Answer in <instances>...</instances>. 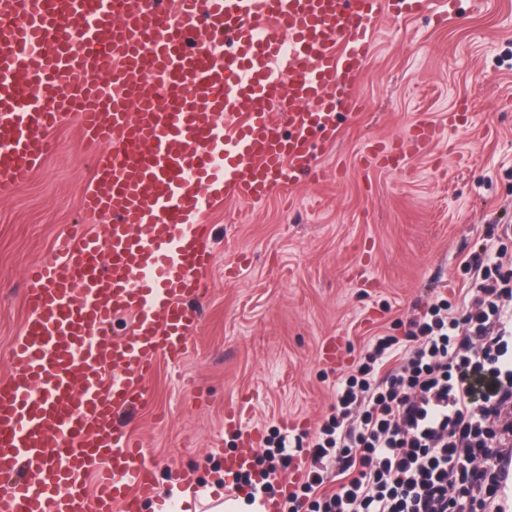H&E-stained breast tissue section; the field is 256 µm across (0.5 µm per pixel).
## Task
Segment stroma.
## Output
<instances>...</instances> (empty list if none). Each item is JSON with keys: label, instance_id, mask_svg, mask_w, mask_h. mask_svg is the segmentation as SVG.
I'll return each instance as SVG.
<instances>
[{"label": "stroma", "instance_id": "35a3bbf8", "mask_svg": "<svg viewBox=\"0 0 512 512\" xmlns=\"http://www.w3.org/2000/svg\"><path fill=\"white\" fill-rule=\"evenodd\" d=\"M354 95L360 108L340 117L317 173L263 202L208 211L214 263L192 348L158 365L148 405L126 419L156 472L142 512L175 483L208 512L197 494L240 448L224 426L228 407L246 405L244 426L262 436L256 457L275 434L314 433L363 339L404 335L436 293L465 285L463 262L488 229L512 224V0H431L423 13L382 18ZM452 112L471 120L447 129ZM418 114L445 127L431 151L400 172L355 175L367 143L403 136ZM55 136L31 180L0 193V377L26 318L29 268L90 222L81 197L93 162L76 119ZM359 265L373 287L353 280ZM332 337L339 350L327 363L320 349Z\"/></svg>", "mask_w": 512, "mask_h": 512}]
</instances>
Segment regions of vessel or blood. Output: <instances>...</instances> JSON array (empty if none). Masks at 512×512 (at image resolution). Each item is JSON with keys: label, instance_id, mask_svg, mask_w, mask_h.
<instances>
[{"label": "vessel or blood", "instance_id": "obj_1", "mask_svg": "<svg viewBox=\"0 0 512 512\" xmlns=\"http://www.w3.org/2000/svg\"><path fill=\"white\" fill-rule=\"evenodd\" d=\"M427 0H0V191L28 182L77 117L95 173L65 236L27 276L28 316L0 377V512H141L146 452L118 418L181 361L222 200L293 186L331 145L387 7ZM416 117L362 163L403 169L441 136ZM118 315L128 333L109 332ZM257 430L224 473L252 469Z\"/></svg>", "mask_w": 512, "mask_h": 512}]
</instances>
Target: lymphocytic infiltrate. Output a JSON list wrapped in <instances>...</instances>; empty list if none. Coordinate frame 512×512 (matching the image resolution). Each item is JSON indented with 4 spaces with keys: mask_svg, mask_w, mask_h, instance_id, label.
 <instances>
[{
    "mask_svg": "<svg viewBox=\"0 0 512 512\" xmlns=\"http://www.w3.org/2000/svg\"><path fill=\"white\" fill-rule=\"evenodd\" d=\"M458 301L437 296L404 336L374 335L336 386V412L309 446L310 467L288 512H499L512 468V253L465 261ZM293 456L273 442L259 467L235 476L271 492Z\"/></svg>",
    "mask_w": 512,
    "mask_h": 512,
    "instance_id": "lymphocytic-infiltrate-1",
    "label": "lymphocytic infiltrate"
}]
</instances>
